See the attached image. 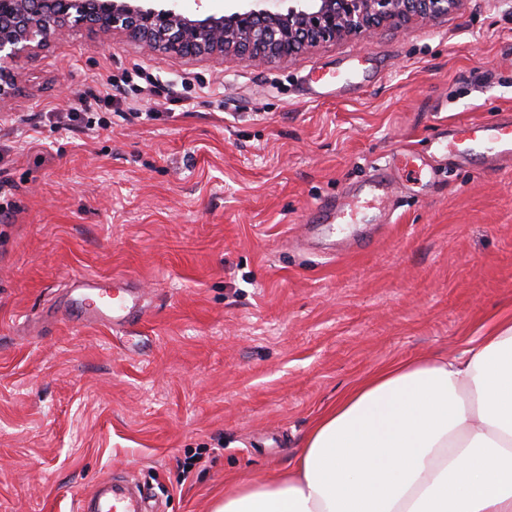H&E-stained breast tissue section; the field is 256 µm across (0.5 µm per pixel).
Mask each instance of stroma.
I'll return each instance as SVG.
<instances>
[{
  "instance_id": "stroma-1",
  "label": "stroma",
  "mask_w": 512,
  "mask_h": 512,
  "mask_svg": "<svg viewBox=\"0 0 512 512\" xmlns=\"http://www.w3.org/2000/svg\"><path fill=\"white\" fill-rule=\"evenodd\" d=\"M152 94L107 76L133 65ZM360 87L308 97L330 70ZM0 103V512H77L112 473L162 512H213L287 469L345 388L452 356L512 314V164L435 152L512 111V0L241 63L67 30L14 66ZM89 111L91 123L69 122ZM391 167L390 216L328 237L317 206ZM130 282L126 329L88 325Z\"/></svg>"
}]
</instances>
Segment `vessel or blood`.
Segmentation results:
<instances>
[{
	"mask_svg": "<svg viewBox=\"0 0 512 512\" xmlns=\"http://www.w3.org/2000/svg\"><path fill=\"white\" fill-rule=\"evenodd\" d=\"M440 149H452L462 158L482 155L495 160H512V114L505 113L491 122H467L453 126L439 141ZM145 306L117 294L107 304L85 312L86 323L121 327L145 317ZM79 512H154L140 491L123 483L104 479L84 496Z\"/></svg>",
	"mask_w": 512,
	"mask_h": 512,
	"instance_id": "obj_1",
	"label": "vessel or blood"
}]
</instances>
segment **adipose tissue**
<instances>
[{
  "instance_id": "obj_1",
  "label": "adipose tissue",
  "mask_w": 512,
  "mask_h": 512,
  "mask_svg": "<svg viewBox=\"0 0 512 512\" xmlns=\"http://www.w3.org/2000/svg\"><path fill=\"white\" fill-rule=\"evenodd\" d=\"M214 512H512V318L357 381L286 471L237 482Z\"/></svg>"
}]
</instances>
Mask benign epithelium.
Listing matches in <instances>:
<instances>
[{
    "instance_id": "7a95c632",
    "label": "benign epithelium",
    "mask_w": 512,
    "mask_h": 512,
    "mask_svg": "<svg viewBox=\"0 0 512 512\" xmlns=\"http://www.w3.org/2000/svg\"><path fill=\"white\" fill-rule=\"evenodd\" d=\"M459 0H253L204 19L143 0H0V99L14 90L5 64L62 31L123 32L151 50L184 56L230 54L240 60L286 61L307 47L344 36L367 37L384 25L446 14Z\"/></svg>"
}]
</instances>
